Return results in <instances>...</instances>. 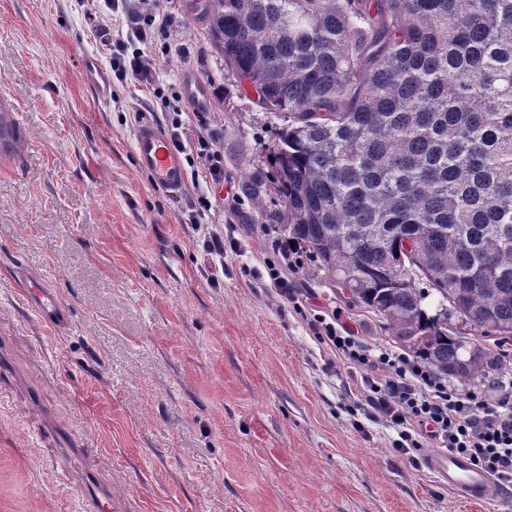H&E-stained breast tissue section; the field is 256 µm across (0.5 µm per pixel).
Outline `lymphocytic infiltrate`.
Segmentation results:
<instances>
[{"instance_id":"1","label":"lymphocytic infiltrate","mask_w":512,"mask_h":512,"mask_svg":"<svg viewBox=\"0 0 512 512\" xmlns=\"http://www.w3.org/2000/svg\"><path fill=\"white\" fill-rule=\"evenodd\" d=\"M106 47L117 79L132 75L141 86H153L154 66L144 51L128 52L121 39L107 41ZM197 125L191 138L181 119H172L170 142L190 166H202L206 183H223L218 134L205 113H198ZM309 325L319 343L360 370L359 403L370 420L396 432V453L415 466L432 442L466 457L503 488H512V378L501 377L491 392L454 384L409 352L368 346L330 308L314 314Z\"/></svg>"}]
</instances>
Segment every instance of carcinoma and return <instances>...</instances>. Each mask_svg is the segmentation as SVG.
<instances>
[{
  "mask_svg": "<svg viewBox=\"0 0 512 512\" xmlns=\"http://www.w3.org/2000/svg\"><path fill=\"white\" fill-rule=\"evenodd\" d=\"M206 14L224 67L285 121L246 182L280 201L262 223L436 373H497L466 335L512 338V0H208Z\"/></svg>",
  "mask_w": 512,
  "mask_h": 512,
  "instance_id": "obj_1",
  "label": "carcinoma"
}]
</instances>
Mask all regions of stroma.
<instances>
[{
    "mask_svg": "<svg viewBox=\"0 0 512 512\" xmlns=\"http://www.w3.org/2000/svg\"><path fill=\"white\" fill-rule=\"evenodd\" d=\"M204 4L180 0L172 24L155 9L147 44L132 42L154 59L156 94L130 77L100 100L83 67L110 65L91 0H0V97L25 131L0 161V512H83L82 475L124 512H494L394 453L395 432L354 407L352 366L272 290L264 261L285 236L261 213L279 203L242 185L283 120L239 90ZM189 74L224 154L204 218L229 244L220 273L184 221L193 184L169 195L134 154L136 113L168 127ZM20 269L58 289L67 329L28 309ZM287 277L367 345L401 350L311 256Z\"/></svg>",
    "mask_w": 512,
    "mask_h": 512,
    "instance_id": "obj_1",
    "label": "stroma"
}]
</instances>
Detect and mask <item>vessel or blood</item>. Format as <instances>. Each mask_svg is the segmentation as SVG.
<instances>
[{
    "label": "vessel or blood",
    "instance_id": "vessel-or-blood-1",
    "mask_svg": "<svg viewBox=\"0 0 512 512\" xmlns=\"http://www.w3.org/2000/svg\"><path fill=\"white\" fill-rule=\"evenodd\" d=\"M182 89L185 99L195 111L209 110L210 102L201 79L186 76ZM134 152L139 168L156 186L173 196L182 191L186 178L184 158L171 146L162 128L152 124L141 125L134 136ZM26 301L39 320L47 325L60 328L71 321L70 308L56 288L32 282L26 290ZM427 463L437 478L462 500L485 505L500 503L502 494L497 481L465 457L450 450H440L432 454ZM117 507L111 491L103 487L84 502L85 512H116Z\"/></svg>",
    "mask_w": 512,
    "mask_h": 512
}]
</instances>
